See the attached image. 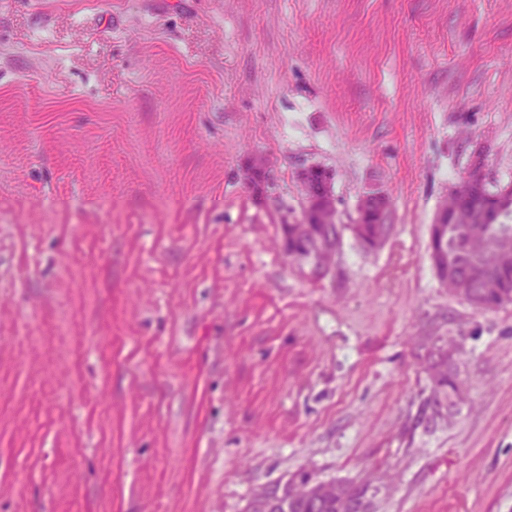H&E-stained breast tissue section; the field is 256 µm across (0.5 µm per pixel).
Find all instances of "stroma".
I'll use <instances>...</instances> for the list:
<instances>
[{
    "label": "stroma",
    "instance_id": "1",
    "mask_svg": "<svg viewBox=\"0 0 512 512\" xmlns=\"http://www.w3.org/2000/svg\"><path fill=\"white\" fill-rule=\"evenodd\" d=\"M310 166L393 226L322 280L282 249ZM477 168L512 189V0H0V512H245L301 471L512 512V305L429 252ZM438 329L470 402L426 435Z\"/></svg>",
    "mask_w": 512,
    "mask_h": 512
}]
</instances>
